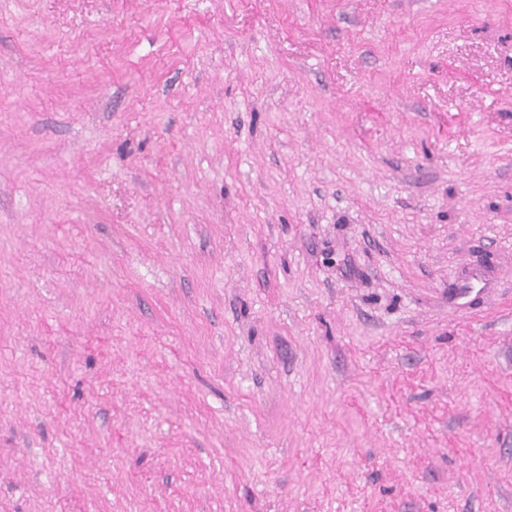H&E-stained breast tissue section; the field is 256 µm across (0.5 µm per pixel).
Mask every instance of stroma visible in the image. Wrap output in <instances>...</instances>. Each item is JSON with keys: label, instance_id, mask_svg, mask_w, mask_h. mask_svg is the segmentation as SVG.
<instances>
[{"label": "stroma", "instance_id": "stroma-1", "mask_svg": "<svg viewBox=\"0 0 512 512\" xmlns=\"http://www.w3.org/2000/svg\"><path fill=\"white\" fill-rule=\"evenodd\" d=\"M0 512H512V0H0Z\"/></svg>", "mask_w": 512, "mask_h": 512}]
</instances>
